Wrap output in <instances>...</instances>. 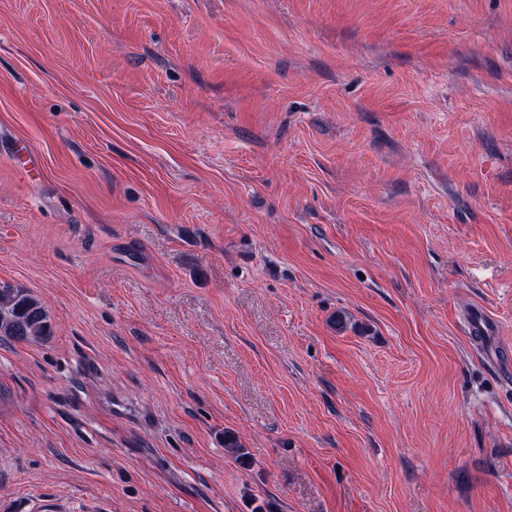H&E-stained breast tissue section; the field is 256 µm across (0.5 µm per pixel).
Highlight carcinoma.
Returning a JSON list of instances; mask_svg holds the SVG:
<instances>
[{
	"label": "carcinoma",
	"mask_w": 512,
	"mask_h": 512,
	"mask_svg": "<svg viewBox=\"0 0 512 512\" xmlns=\"http://www.w3.org/2000/svg\"><path fill=\"white\" fill-rule=\"evenodd\" d=\"M51 334L49 316L44 305L21 288L0 283V336L29 341ZM224 448L245 460L249 452L233 434L224 433Z\"/></svg>",
	"instance_id": "carcinoma-1"
}]
</instances>
